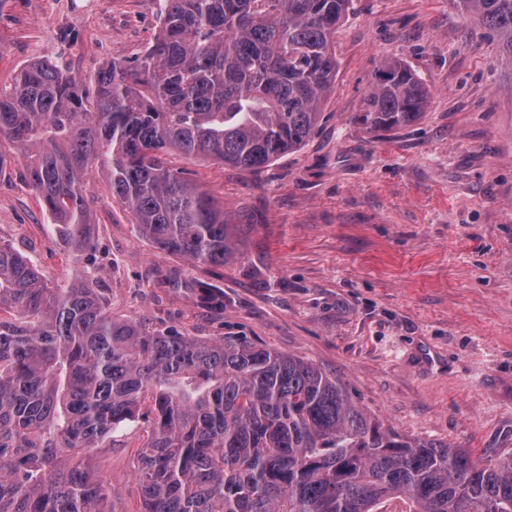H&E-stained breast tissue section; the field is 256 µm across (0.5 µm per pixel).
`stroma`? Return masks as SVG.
Masks as SVG:
<instances>
[{
  "label": "stroma",
  "mask_w": 512,
  "mask_h": 512,
  "mask_svg": "<svg viewBox=\"0 0 512 512\" xmlns=\"http://www.w3.org/2000/svg\"><path fill=\"white\" fill-rule=\"evenodd\" d=\"M160 25L156 0H0V89L46 56L91 80L141 56ZM68 30L75 42H61ZM332 41L336 80L304 145L257 171L185 164L234 226L223 266L143 238L100 174L87 186L93 247L73 256L15 149L0 171V241L50 286L97 278L114 316L301 357L384 426L496 460L512 452V67L452 0H352ZM389 58L428 105L408 127L369 133L355 116ZM146 427L92 460L110 512L140 506Z\"/></svg>",
  "instance_id": "1"
}]
</instances>
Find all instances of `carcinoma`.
<instances>
[{"label":"carcinoma","mask_w":512,"mask_h":512,"mask_svg":"<svg viewBox=\"0 0 512 512\" xmlns=\"http://www.w3.org/2000/svg\"><path fill=\"white\" fill-rule=\"evenodd\" d=\"M512 62V0H455ZM143 55L94 74V96L52 59L0 92V145L75 257L92 248L88 180L161 250L222 265L224 204L174 154L259 170L299 148L336 78L331 35L351 0H157ZM427 93L387 59L356 120L367 132L416 122ZM153 415L133 478L138 512H512V453L492 464L404 437L342 384L292 354L245 340L148 331L112 316L79 273L50 288L0 243V512H108L91 460L101 441Z\"/></svg>","instance_id":"carcinoma-1"}]
</instances>
